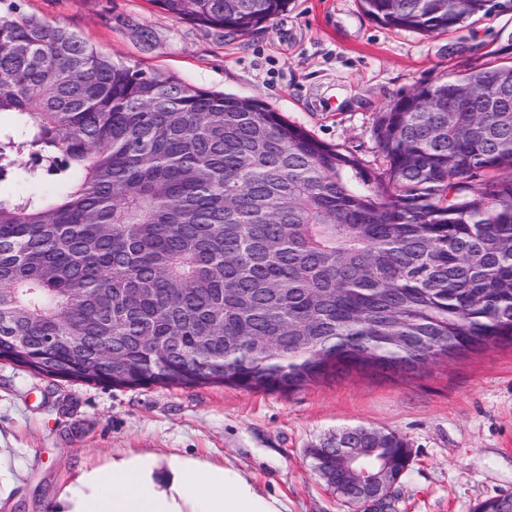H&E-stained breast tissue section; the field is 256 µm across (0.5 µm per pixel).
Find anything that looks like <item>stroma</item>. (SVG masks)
I'll list each match as a JSON object with an SVG mask.
<instances>
[{
    "instance_id": "stroma-1",
    "label": "stroma",
    "mask_w": 512,
    "mask_h": 512,
    "mask_svg": "<svg viewBox=\"0 0 512 512\" xmlns=\"http://www.w3.org/2000/svg\"><path fill=\"white\" fill-rule=\"evenodd\" d=\"M20 4L112 58L260 99L370 171L379 168L374 127L387 103L471 63H512V9L425 35L380 25L358 0H290L240 35L174 19L151 0ZM358 426L396 431L412 448L388 512H474L512 494V345L405 375L340 373L290 394L119 389L0 362V512H60L85 471L132 454L232 465L288 512H370L337 496L308 454Z\"/></svg>"
}]
</instances>
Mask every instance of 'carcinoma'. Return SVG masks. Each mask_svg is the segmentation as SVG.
I'll use <instances>...</instances> for the list:
<instances>
[{
  "instance_id": "obj_1",
  "label": "carcinoma",
  "mask_w": 512,
  "mask_h": 512,
  "mask_svg": "<svg viewBox=\"0 0 512 512\" xmlns=\"http://www.w3.org/2000/svg\"><path fill=\"white\" fill-rule=\"evenodd\" d=\"M246 34L288 0H151ZM379 24L447 33L498 0H360ZM0 361L113 388L291 393L409 373L512 341V65L390 102L381 171L263 101L148 73L0 0ZM81 177L72 180L70 172ZM79 328L66 337L61 322ZM24 347L12 344L20 332ZM355 466L401 477L409 441L354 427ZM314 468L353 503L325 441ZM3 195H35L42 198H52L58 194L59 186L52 177H46L41 182H29L22 172L8 178L1 183ZM45 192H52L48 195Z\"/></svg>"
}]
</instances>
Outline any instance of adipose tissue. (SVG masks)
<instances>
[{"mask_svg":"<svg viewBox=\"0 0 512 512\" xmlns=\"http://www.w3.org/2000/svg\"><path fill=\"white\" fill-rule=\"evenodd\" d=\"M87 493L69 497L67 512H284L283 503L258 492L232 466L174 459L159 472L149 455L113 459L85 473Z\"/></svg>","mask_w":512,"mask_h":512,"instance_id":"ef3b65f1","label":"adipose tissue"}]
</instances>
